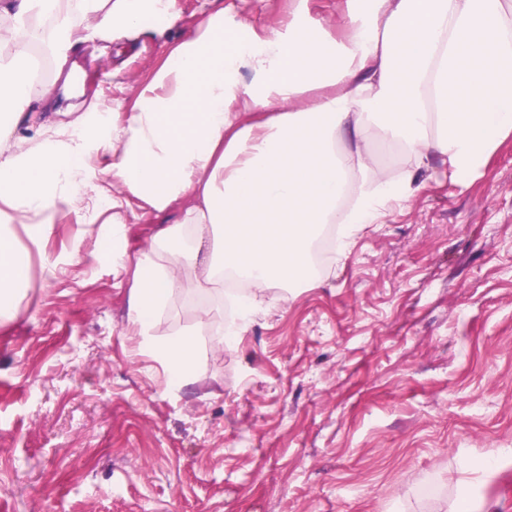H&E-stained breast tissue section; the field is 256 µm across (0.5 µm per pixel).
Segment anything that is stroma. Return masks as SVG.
I'll return each mask as SVG.
<instances>
[{
	"label": "stroma",
	"mask_w": 512,
	"mask_h": 512,
	"mask_svg": "<svg viewBox=\"0 0 512 512\" xmlns=\"http://www.w3.org/2000/svg\"><path fill=\"white\" fill-rule=\"evenodd\" d=\"M164 35L91 40L79 101H130L212 10ZM257 32L292 0H224ZM69 215L31 252L0 327V512H512V138L462 183H427L331 252L233 347L199 336L181 391L133 355L130 274Z\"/></svg>",
	"instance_id": "35a3bbf8"
}]
</instances>
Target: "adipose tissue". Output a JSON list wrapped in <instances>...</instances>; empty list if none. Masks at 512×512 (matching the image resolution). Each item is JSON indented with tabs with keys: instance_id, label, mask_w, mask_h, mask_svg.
I'll list each match as a JSON object with an SVG mask.
<instances>
[{
	"instance_id": "obj_1",
	"label": "adipose tissue",
	"mask_w": 512,
	"mask_h": 512,
	"mask_svg": "<svg viewBox=\"0 0 512 512\" xmlns=\"http://www.w3.org/2000/svg\"><path fill=\"white\" fill-rule=\"evenodd\" d=\"M345 4L334 25L297 0L259 34L226 24L214 0L132 104H112L120 119L91 149L90 113L68 129L29 126L53 85L27 63L40 55L59 71L86 40L168 29L177 0H0V321L30 280L16 225L37 242L57 217L91 215L96 253L133 274L127 331L176 392L197 364L195 336L214 323L203 303L192 331L157 340L176 295L246 282L227 328L242 335L259 311L287 305L271 288L309 279L323 225L341 227L346 251L413 196L422 173L454 181L485 166L512 136V0ZM374 139L403 166L374 167ZM136 202L157 228L131 256Z\"/></svg>"
}]
</instances>
